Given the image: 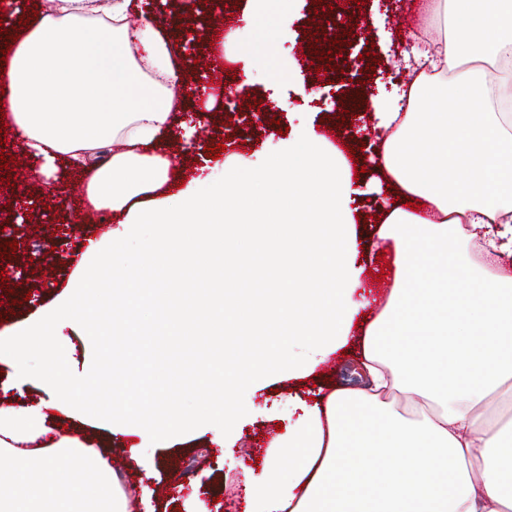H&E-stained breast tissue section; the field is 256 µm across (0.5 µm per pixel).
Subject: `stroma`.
Returning a JSON list of instances; mask_svg holds the SVG:
<instances>
[{"label": "stroma", "instance_id": "35a3bbf8", "mask_svg": "<svg viewBox=\"0 0 512 512\" xmlns=\"http://www.w3.org/2000/svg\"><path fill=\"white\" fill-rule=\"evenodd\" d=\"M423 4L424 0H390L389 9L384 12L380 9V0H366L359 14L368 29L364 40L355 44L354 54L367 52L379 60L385 80H406L403 59L410 33L420 31L433 38L439 28L438 22L428 19ZM313 27L307 0H296L287 33L238 29L226 47L233 64L220 75L211 68L218 57L206 33L198 31L196 41L183 49L178 59L186 81L179 88L184 108L178 112L177 119L192 123L193 130L190 138L172 139L175 165L169 178L185 184L204 172L210 182H222L224 171L214 167L212 160L216 144L225 143L227 154L243 156L252 166L261 167L278 151L281 129L293 130L304 123L313 124L320 132L332 133L333 143L350 141L366 167L365 173L352 180L354 218L359 233L363 234L381 225L384 207L392 199L394 190L376 168L375 142L370 133V103H362L346 115H338L339 95L333 82L300 55L303 40L298 33ZM263 42L272 43L273 57L257 54L250 61H243L246 49ZM273 58L290 62L293 72L289 81L271 84L267 68ZM246 75L251 78L249 92L235 112H225L222 105L211 103L209 94L216 85L234 87ZM304 86L318 89L319 97L306 99L300 92ZM273 95L286 102V109L276 113L269 133L254 132L253 109L259 101ZM10 137V131L0 132L5 151L14 154L16 162L25 164L28 178L23 183L12 181L8 170L0 171L5 179L0 185V209L12 215L11 239L17 242L30 263L22 274H9L4 282L5 292L0 295V325L6 327L27 321L37 309L51 304L62 293L87 240L95 239L103 245V253L94 261L89 281L90 287L97 290L109 287L113 279L109 253L120 248L133 250L139 245L135 236L113 238L112 233L121 219L120 214L113 212L108 213L104 223H88L74 231L66 229V214L83 208L86 203L85 195L76 192L84 182L82 174L58 164L55 177L62 182L63 189L58 194H47L39 160L18 153ZM59 243L63 244L66 256L58 260L52 249ZM364 328V323H355L343 352L334 353L331 362L320 365L316 374L290 380L275 377L256 391L232 454H225L223 449L211 444L206 434L176 440L167 448L142 442L135 434L113 435L112 455L122 462L119 476L123 485L140 483L147 487L157 512H188L187 498L196 490L211 497L212 512H240L242 468L256 466L258 458L264 455L275 431L274 400L291 391L306 393L315 386L327 391L337 386L360 385ZM99 329L96 319H89L87 328L72 332L71 341L79 365L93 364L100 369L101 375L90 386L89 393L99 403L107 405L112 400V354L116 347L143 352L160 346L162 338L156 332L141 329L132 338L116 340L100 334ZM138 454L151 459L152 477H145L137 467L134 457Z\"/></svg>", "mask_w": 512, "mask_h": 512}]
</instances>
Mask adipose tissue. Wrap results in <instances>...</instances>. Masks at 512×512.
Returning <instances> with one entry per match:
<instances>
[{
	"label": "adipose tissue",
	"mask_w": 512,
	"mask_h": 512,
	"mask_svg": "<svg viewBox=\"0 0 512 512\" xmlns=\"http://www.w3.org/2000/svg\"><path fill=\"white\" fill-rule=\"evenodd\" d=\"M143 2L46 0L0 70V120L22 151L47 175L73 162L90 205L141 231L139 250L112 255L121 286L89 299L86 260L101 247L90 242L53 304L0 330V375L42 393L29 405L0 397V512H128L134 492L94 434L112 420L68 335L88 312L111 336L161 318L169 338H194L190 370L154 355L113 365L118 387L136 389L126 432L209 430L226 448L253 389L313 372L371 304L351 166L314 128L265 167L228 157L222 187L198 177L159 195L182 71L174 35ZM290 11V0H246L239 21L276 31ZM428 12L453 18L439 49L416 50L400 98L372 100L377 163L400 199L374 243L393 256V287L365 332L363 383L281 399L262 471L243 470L244 512H512V428L488 417L512 406V275L488 270L512 261V113L492 104L512 98V0H430ZM411 199L419 210L404 208ZM459 240L478 257L454 250ZM150 266L177 287H145ZM272 321L284 339L249 356V337ZM157 384L201 395L158 411L138 396Z\"/></svg>",
	"instance_id": "1"
}]
</instances>
